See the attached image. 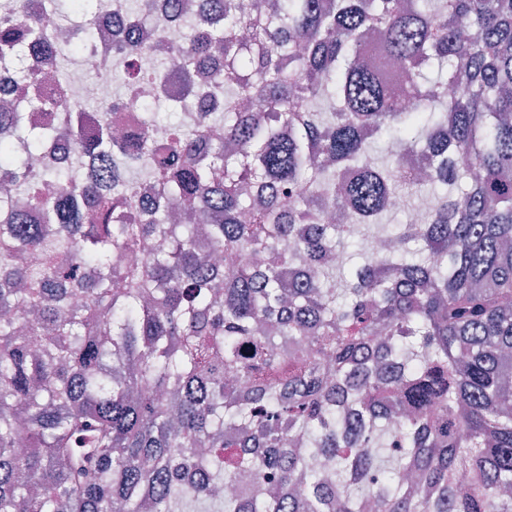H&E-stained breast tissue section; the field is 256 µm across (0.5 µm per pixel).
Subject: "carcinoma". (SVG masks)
<instances>
[{"label":"carcinoma","instance_id":"1","mask_svg":"<svg viewBox=\"0 0 512 512\" xmlns=\"http://www.w3.org/2000/svg\"><path fill=\"white\" fill-rule=\"evenodd\" d=\"M41 8L0 2L23 82ZM163 8L181 30L148 44L115 0L125 84L152 53L156 82L200 67L193 93H224L163 153L156 112L116 139L107 105L91 133L79 101L0 111V512H512V0ZM59 140L88 178L15 148ZM400 160L429 179L392 180ZM436 187L422 223L377 231L390 258L329 262Z\"/></svg>","mask_w":512,"mask_h":512}]
</instances>
